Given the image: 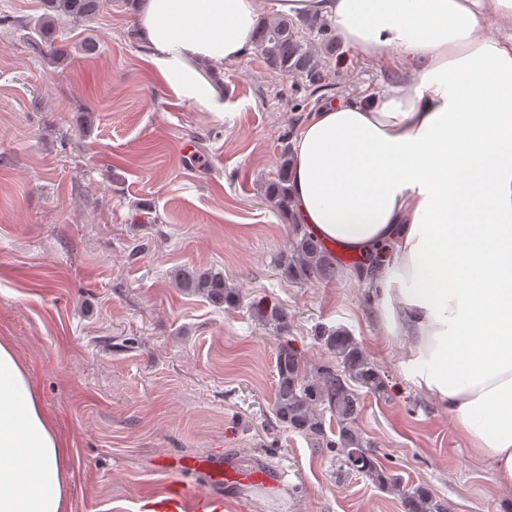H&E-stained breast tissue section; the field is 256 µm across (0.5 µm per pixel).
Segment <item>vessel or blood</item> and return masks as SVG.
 I'll return each instance as SVG.
<instances>
[{"label": "vessel or blood", "mask_w": 512, "mask_h": 512, "mask_svg": "<svg viewBox=\"0 0 512 512\" xmlns=\"http://www.w3.org/2000/svg\"><path fill=\"white\" fill-rule=\"evenodd\" d=\"M183 472L204 471L210 487L205 494H189L179 488H171L166 492L152 495L144 499L141 512H218L221 500L213 493L214 488L236 481L250 484L271 486V479L262 472L241 473L234 468L202 469L200 461L187 460L181 463Z\"/></svg>", "instance_id": "vessel-or-blood-1"}]
</instances>
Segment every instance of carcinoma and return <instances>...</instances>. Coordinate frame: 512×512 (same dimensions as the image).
I'll return each instance as SVG.
<instances>
[{"instance_id": "obj_1", "label": "carcinoma", "mask_w": 512, "mask_h": 512, "mask_svg": "<svg viewBox=\"0 0 512 512\" xmlns=\"http://www.w3.org/2000/svg\"><path fill=\"white\" fill-rule=\"evenodd\" d=\"M44 12L24 24L29 40L37 47H52L57 40L58 20L84 21L99 11L101 0H43ZM330 23L323 18L277 17L257 26L255 44L267 65L285 75L302 74L314 90L328 88L313 50L312 39L323 47L334 48L329 38ZM290 149L279 157L277 178L268 182L266 196L282 212L290 210L288 174ZM286 277L297 281L331 280L336 277V263L326 255L323 243L306 232H297L290 254L284 257ZM177 287L208 299L218 307L235 308L242 302L239 291L227 285L224 273L213 269L182 266L172 272ZM254 317L281 334H288V313L276 306L252 305ZM318 339L339 360V368L319 365L308 369L298 352L285 342L277 356V383L273 402L276 419L288 428L308 437L322 448H332L340 470L362 474L379 487L401 494L405 512H448V506L436 500L428 488L418 485L403 488L398 478L377 468L370 444L356 429L358 415L357 388L365 387L377 394L385 393L384 383L364 354L361 346L341 328L319 331ZM336 417L337 430L329 437L320 409Z\"/></svg>"}]
</instances>
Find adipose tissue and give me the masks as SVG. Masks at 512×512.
Returning <instances> with one entry per match:
<instances>
[{
    "mask_svg": "<svg viewBox=\"0 0 512 512\" xmlns=\"http://www.w3.org/2000/svg\"><path fill=\"white\" fill-rule=\"evenodd\" d=\"M328 18L366 59L397 53L403 79L371 102L321 107L289 173L293 220L377 264L353 270L402 339L400 365L512 490V0H268ZM139 31L186 97L209 91L186 63L254 47L256 0H143ZM68 442L26 363L0 341V512H64Z\"/></svg>",
    "mask_w": 512,
    "mask_h": 512,
    "instance_id": "adipose-tissue-1",
    "label": "adipose tissue"
}]
</instances>
